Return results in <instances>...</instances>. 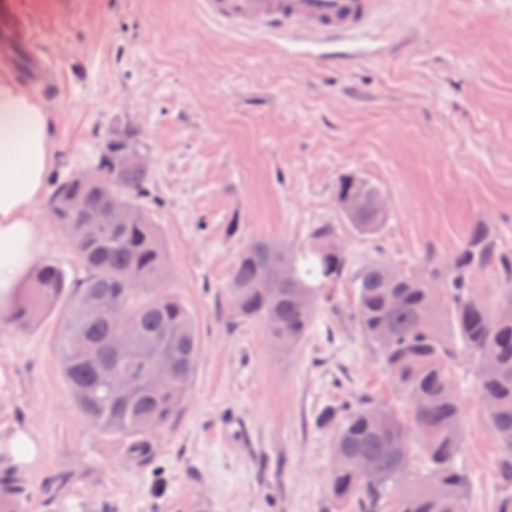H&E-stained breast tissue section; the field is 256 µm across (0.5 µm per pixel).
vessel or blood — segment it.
Returning <instances> with one entry per match:
<instances>
[{
	"label": "vessel or blood",
	"instance_id": "vessel-or-blood-1",
	"mask_svg": "<svg viewBox=\"0 0 512 512\" xmlns=\"http://www.w3.org/2000/svg\"><path fill=\"white\" fill-rule=\"evenodd\" d=\"M389 0H197L200 14L224 28L284 36L358 34L383 13ZM17 11L0 0V57L22 63Z\"/></svg>",
	"mask_w": 512,
	"mask_h": 512
}]
</instances>
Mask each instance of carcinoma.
Wrapping results in <instances>:
<instances>
[{"label": "carcinoma", "instance_id": "1", "mask_svg": "<svg viewBox=\"0 0 512 512\" xmlns=\"http://www.w3.org/2000/svg\"><path fill=\"white\" fill-rule=\"evenodd\" d=\"M137 145L130 129H112L96 170L53 182L48 204L67 239L82 246L78 257L84 278L70 282L52 261L40 263L20 300L0 320L27 329L67 299L69 309L56 340L62 374L78 409L103 434L120 440L128 452L146 456L155 435L183 409L199 358L192 312L162 284L170 258L157 224H136L128 213L143 209L152 178L148 165L125 160ZM112 176V198L104 197L97 174ZM358 192L371 199L373 185L346 176L337 194ZM79 194L80 212L64 209ZM112 209V223L95 217ZM385 215L367 206L352 231L375 236ZM283 252L290 272L281 275L270 251ZM137 269L139 282L127 275ZM349 254L335 224H312L306 245L293 249L257 239L235 257L234 274L224 287V311L232 321H257L276 347L298 346L313 324L317 304L333 301V288L349 273ZM493 270L499 279L489 301L473 287V274ZM352 316L362 336L383 361L407 406L402 419L371 399L353 408H325L319 424L336 430L328 498L351 504L356 512H464L467 475L457 460L462 451L463 416L449 380L460 352L476 365L480 397L499 442L495 459L496 512H512V256L484 224H475L463 240L450 273L431 265L421 274L396 270L381 261L355 275ZM89 294H104L124 308L127 321L82 309ZM307 296L309 305L300 304ZM167 351L169 371L148 377L131 395L109 392L101 367L111 358L112 337ZM422 453L413 465L412 448ZM382 481L363 478L361 466ZM0 512H25L24 489L0 478Z\"/></svg>", "mask_w": 512, "mask_h": 512}]
</instances>
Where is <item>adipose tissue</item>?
Instances as JSON below:
<instances>
[{"mask_svg": "<svg viewBox=\"0 0 512 512\" xmlns=\"http://www.w3.org/2000/svg\"><path fill=\"white\" fill-rule=\"evenodd\" d=\"M53 142L51 112L0 71V312L19 299L41 247L33 205L55 163Z\"/></svg>", "mask_w": 512, "mask_h": 512, "instance_id": "ef3b65f1", "label": "adipose tissue"}]
</instances>
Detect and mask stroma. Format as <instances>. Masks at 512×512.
I'll list each match as a JSON object with an SVG mask.
<instances>
[{
    "label": "stroma",
    "mask_w": 512,
    "mask_h": 512,
    "mask_svg": "<svg viewBox=\"0 0 512 512\" xmlns=\"http://www.w3.org/2000/svg\"><path fill=\"white\" fill-rule=\"evenodd\" d=\"M18 3L62 75L47 105L53 176L93 169L106 130L136 131L170 255L164 286L193 312L201 351L182 413L136 457L79 412L54 348L58 315L25 330L0 322V438L20 428L41 444L28 464L0 447V474L22 484L29 512H195L198 499L209 512H326L333 432L322 410L368 396L405 411L349 317L354 281L318 305L289 353L259 322L227 324L224 286L254 240L298 247L313 224L337 225L355 271L374 260L447 269L475 224L512 254V0H394L354 41L225 31L194 0ZM347 175L386 201L375 237L353 234L337 204ZM34 217L37 260L83 277L44 203ZM475 373L465 355L450 370L464 509L496 512L499 443Z\"/></svg>",
    "instance_id": "obj_1"
}]
</instances>
